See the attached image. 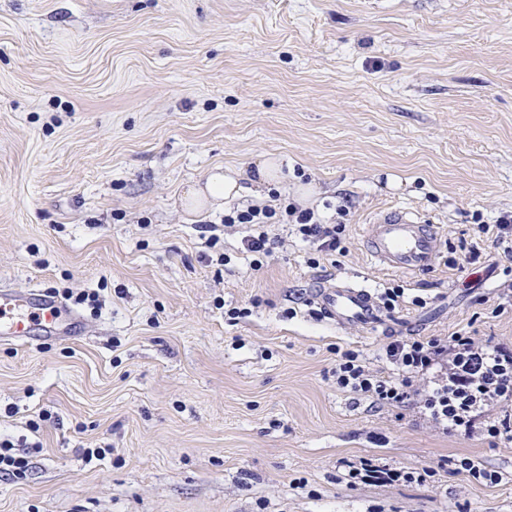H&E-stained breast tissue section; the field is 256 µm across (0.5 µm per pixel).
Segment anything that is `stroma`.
<instances>
[{"mask_svg": "<svg viewBox=\"0 0 512 512\" xmlns=\"http://www.w3.org/2000/svg\"><path fill=\"white\" fill-rule=\"evenodd\" d=\"M269 157L263 204L302 185L326 218L349 203L341 251L272 224L256 270L248 225L186 205L215 167ZM393 205L440 225L431 270L367 258ZM505 211L512 0H0V284L99 299L78 340L0 341V434L29 462L0 512H512V441L372 410L333 377L340 349L386 369L397 336L512 345V260L487 241L448 266ZM340 281L420 303L341 329L310 302ZM448 456L508 478L344 477Z\"/></svg>", "mask_w": 512, "mask_h": 512, "instance_id": "35a3bbf8", "label": "stroma"}]
</instances>
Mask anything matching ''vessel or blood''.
<instances>
[{"label": "vessel or blood", "mask_w": 512, "mask_h": 512, "mask_svg": "<svg viewBox=\"0 0 512 512\" xmlns=\"http://www.w3.org/2000/svg\"><path fill=\"white\" fill-rule=\"evenodd\" d=\"M367 256L392 272L413 274L430 270L441 245L438 225L416 211L391 206L374 214L364 236ZM311 299L338 327L373 329L383 322V312L366 288L347 281L317 288ZM62 342L74 340L83 328L79 315L55 297L44 293L19 294L0 286V341L29 342L35 331Z\"/></svg>", "instance_id": "obj_1"}]
</instances>
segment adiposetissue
<instances>
[{"label": "adipose tissue", "mask_w": 512, "mask_h": 512, "mask_svg": "<svg viewBox=\"0 0 512 512\" xmlns=\"http://www.w3.org/2000/svg\"><path fill=\"white\" fill-rule=\"evenodd\" d=\"M279 171L280 168L276 162L262 161L257 168L254 186L250 189L241 184L237 170L228 168L216 171L208 177L204 188L189 192L186 202L191 207L204 208L237 200L247 192L258 198L262 196L264 187L277 180Z\"/></svg>", "instance_id": "adipose-tissue-1"}]
</instances>
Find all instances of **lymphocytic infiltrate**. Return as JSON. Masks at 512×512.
<instances>
[{
  "mask_svg": "<svg viewBox=\"0 0 512 512\" xmlns=\"http://www.w3.org/2000/svg\"><path fill=\"white\" fill-rule=\"evenodd\" d=\"M294 225L299 236L315 243L318 251L333 252L339 246L335 225L324 221L311 208L288 205L284 215L269 206H251L233 210L224 216L225 226L248 224L253 228L244 239L255 266H262L276 243L266 226L274 219ZM475 241L463 260H449L450 268L473 264L481 257L478 241L492 237L507 259H512V211L499 213L493 224L480 223L474 229ZM389 372L372 369L359 352L346 350L336 355L337 390L372 400L382 407H418L435 427L451 435L498 438L512 436V347L504 343L480 341L455 334L395 338L384 348ZM494 408L496 417L484 420L486 408ZM354 481L400 479L423 483L434 477L437 469H454L467 473L479 483L496 485L503 481L502 472L488 469L480 459L445 458L439 467L425 466L410 471L391 470L363 460L347 465Z\"/></svg>",
  "mask_w": 512,
  "mask_h": 512,
  "instance_id": "f902f5d3",
  "label": "lymphocytic infiltrate"
}]
</instances>
